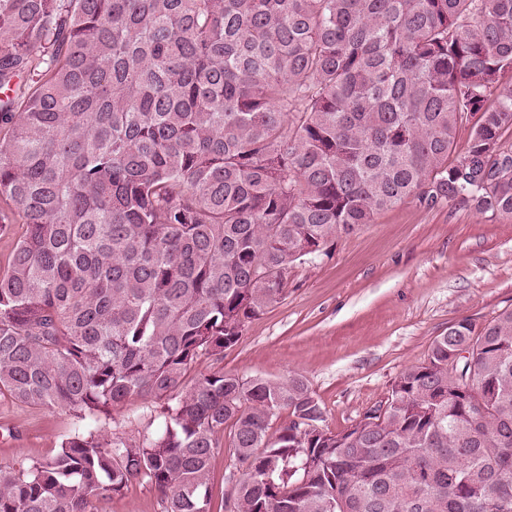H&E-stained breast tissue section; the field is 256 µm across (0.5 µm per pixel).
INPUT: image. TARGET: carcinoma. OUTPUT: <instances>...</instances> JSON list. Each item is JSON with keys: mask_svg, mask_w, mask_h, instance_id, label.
I'll return each mask as SVG.
<instances>
[{"mask_svg": "<svg viewBox=\"0 0 512 512\" xmlns=\"http://www.w3.org/2000/svg\"><path fill=\"white\" fill-rule=\"evenodd\" d=\"M507 74L512 0H0V400L75 418L0 512H211L222 446L236 512H512V309L340 432L298 374L186 381L406 200L511 217ZM135 397L158 430L101 426ZM98 512H163L157 491L144 481L134 482L120 495L97 504Z\"/></svg>", "mask_w": 512, "mask_h": 512, "instance_id": "obj_1", "label": "carcinoma"}]
</instances>
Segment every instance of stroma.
<instances>
[{
	"label": "stroma",
	"mask_w": 512,
	"mask_h": 512,
	"mask_svg": "<svg viewBox=\"0 0 512 512\" xmlns=\"http://www.w3.org/2000/svg\"><path fill=\"white\" fill-rule=\"evenodd\" d=\"M512 308V218L410 200L335 239L327 256L295 266L284 299L253 319L223 359L201 358L188 379L221 369L243 378L307 379L322 425L337 432L385 402L396 377L422 363L432 341L468 318L481 327ZM73 418L58 409L0 403V466L53 454ZM232 449L211 460L212 512H227ZM98 512H163L145 482Z\"/></svg>",
	"instance_id": "stroma-1"
}]
</instances>
